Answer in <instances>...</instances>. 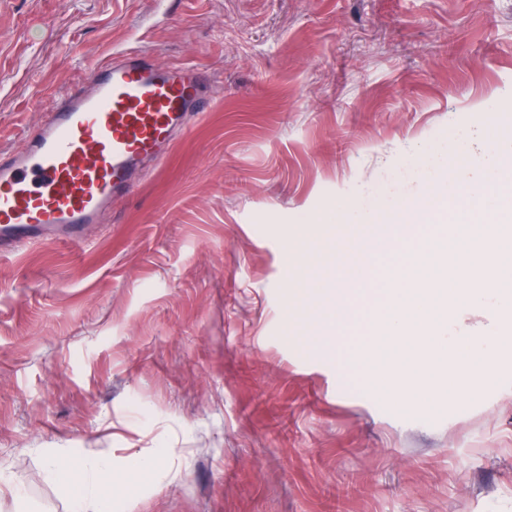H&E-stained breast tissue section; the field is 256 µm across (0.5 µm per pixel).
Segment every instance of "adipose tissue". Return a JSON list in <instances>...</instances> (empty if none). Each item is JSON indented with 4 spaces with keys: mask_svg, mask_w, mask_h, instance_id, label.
I'll list each match as a JSON object with an SVG mask.
<instances>
[{
    "mask_svg": "<svg viewBox=\"0 0 512 512\" xmlns=\"http://www.w3.org/2000/svg\"><path fill=\"white\" fill-rule=\"evenodd\" d=\"M156 465V459L140 457L133 468L116 470L109 455L96 453L72 456L62 465L51 462L50 472L68 493L73 512H108L113 487L127 484L132 475L150 473Z\"/></svg>",
    "mask_w": 512,
    "mask_h": 512,
    "instance_id": "adipose-tissue-1",
    "label": "adipose tissue"
}]
</instances>
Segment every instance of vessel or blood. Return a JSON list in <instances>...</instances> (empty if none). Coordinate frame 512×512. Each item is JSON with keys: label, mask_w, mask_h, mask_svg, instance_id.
<instances>
[{"label": "vessel or blood", "mask_w": 512, "mask_h": 512, "mask_svg": "<svg viewBox=\"0 0 512 512\" xmlns=\"http://www.w3.org/2000/svg\"><path fill=\"white\" fill-rule=\"evenodd\" d=\"M211 93L194 63L125 52L58 100L20 147L0 154V254L23 243H78L143 170L168 154Z\"/></svg>", "instance_id": "obj_1"}]
</instances>
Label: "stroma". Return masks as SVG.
<instances>
[{
	"instance_id": "35a3bbf8",
	"label": "stroma",
	"mask_w": 512,
	"mask_h": 512,
	"mask_svg": "<svg viewBox=\"0 0 512 512\" xmlns=\"http://www.w3.org/2000/svg\"><path fill=\"white\" fill-rule=\"evenodd\" d=\"M214 96L87 244L0 258V512H71L47 457H158L112 512H512V380L402 414L297 341L348 207L512 135V0H0V152L110 54ZM353 283L382 304L387 245Z\"/></svg>"
}]
</instances>
